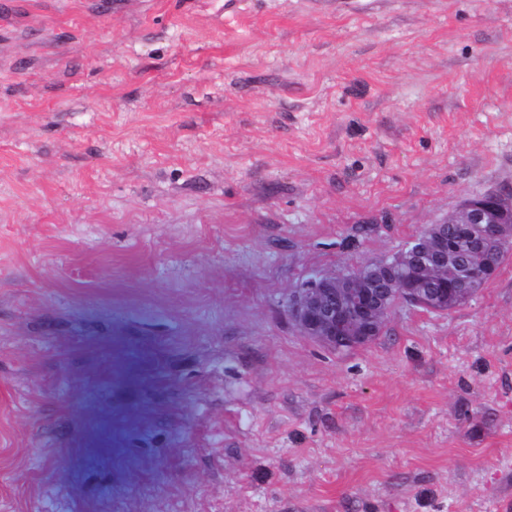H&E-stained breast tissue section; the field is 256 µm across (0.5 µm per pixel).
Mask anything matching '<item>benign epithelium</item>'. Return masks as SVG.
I'll use <instances>...</instances> for the list:
<instances>
[{"instance_id": "7a95c632", "label": "benign epithelium", "mask_w": 512, "mask_h": 512, "mask_svg": "<svg viewBox=\"0 0 512 512\" xmlns=\"http://www.w3.org/2000/svg\"><path fill=\"white\" fill-rule=\"evenodd\" d=\"M512 187L495 192L492 202L467 201L449 224H431L407 246L396 264H379L369 275H325L296 297L291 312L301 331L329 348L371 342L385 324L389 296L402 285L408 304L423 310L449 311L453 301L475 294L484 273L462 260L466 252L495 245L512 246Z\"/></svg>"}]
</instances>
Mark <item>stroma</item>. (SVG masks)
<instances>
[{
  "mask_svg": "<svg viewBox=\"0 0 512 512\" xmlns=\"http://www.w3.org/2000/svg\"><path fill=\"white\" fill-rule=\"evenodd\" d=\"M511 185L512 0H0V512H512V253L289 312ZM494 193L490 203L474 202L488 193L464 202L449 224L427 226L398 264L372 262L343 275L353 277L332 274L313 281L291 306L301 331L329 348L359 347L385 324L388 298L399 285L407 286L401 288L405 302L431 311H449L455 299L475 294L493 274L486 280L483 271L463 262L462 254L485 251L491 244L502 252L512 245V187ZM376 264L368 276L357 275Z\"/></svg>",
  "mask_w": 512,
  "mask_h": 512,
  "instance_id": "35a3bbf8",
  "label": "stroma"
}]
</instances>
